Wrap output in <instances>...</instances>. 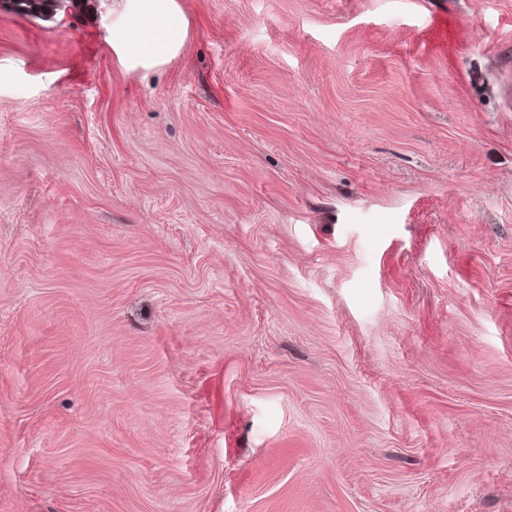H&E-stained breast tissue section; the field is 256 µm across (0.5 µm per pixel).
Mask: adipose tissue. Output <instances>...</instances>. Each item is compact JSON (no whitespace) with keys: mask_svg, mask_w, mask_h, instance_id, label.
I'll use <instances>...</instances> for the list:
<instances>
[{"mask_svg":"<svg viewBox=\"0 0 512 512\" xmlns=\"http://www.w3.org/2000/svg\"><path fill=\"white\" fill-rule=\"evenodd\" d=\"M183 30V18L170 0H133L113 39L133 56L162 57L180 43Z\"/></svg>","mask_w":512,"mask_h":512,"instance_id":"obj_1","label":"adipose tissue"}]
</instances>
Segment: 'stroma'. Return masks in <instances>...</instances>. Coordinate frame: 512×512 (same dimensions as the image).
I'll use <instances>...</instances> for the list:
<instances>
[{"instance_id": "stroma-1", "label": "stroma", "mask_w": 512, "mask_h": 512, "mask_svg": "<svg viewBox=\"0 0 512 512\" xmlns=\"http://www.w3.org/2000/svg\"><path fill=\"white\" fill-rule=\"evenodd\" d=\"M0 0V512H512V0ZM123 23L113 31V42L135 57H162L180 43L184 23L169 0H132ZM131 32L136 38L131 41Z\"/></svg>"}]
</instances>
